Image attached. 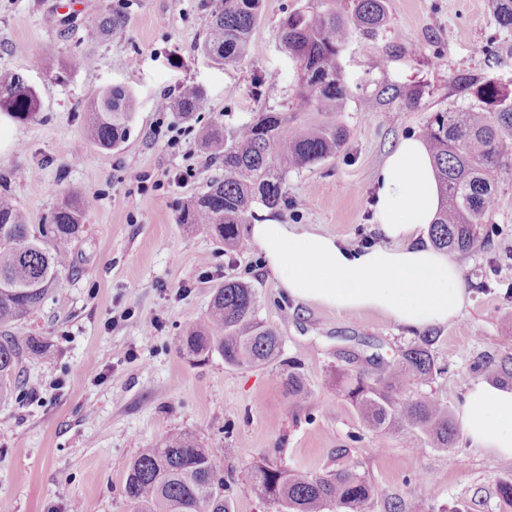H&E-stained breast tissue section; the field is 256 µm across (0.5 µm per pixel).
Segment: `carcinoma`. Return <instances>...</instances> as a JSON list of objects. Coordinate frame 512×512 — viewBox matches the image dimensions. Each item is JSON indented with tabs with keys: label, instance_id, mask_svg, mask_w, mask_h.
Returning a JSON list of instances; mask_svg holds the SVG:
<instances>
[{
	"label": "carcinoma",
	"instance_id": "cac0c4a2",
	"mask_svg": "<svg viewBox=\"0 0 512 512\" xmlns=\"http://www.w3.org/2000/svg\"><path fill=\"white\" fill-rule=\"evenodd\" d=\"M500 28L512 32V0H492ZM210 23L198 49L220 66L241 62L260 16L261 0H210ZM387 0H317L287 16L281 42L297 64L296 92L291 105L264 106L228 133L213 123L199 129L198 140L219 151L224 178L206 185L183 208L179 223L211 229L224 245L246 250L250 243L239 225L251 223L253 208L275 210L286 203L288 173L332 158L346 144L350 131L341 121L349 91L339 57L359 32L372 35L387 22ZM125 19L105 13L92 19L86 38L98 42L123 27ZM479 99L478 108L454 107L434 113L424 130L436 169L440 208L431 225L432 243L459 253L486 247L496 204L495 175L512 167V90L495 81L459 79ZM392 97L409 107L422 97L415 87L397 89ZM206 105L204 90L183 86L167 108L190 120ZM40 111L36 91L20 74L0 72V112L28 122ZM134 101L124 88L106 89L88 107L86 139L111 150L129 131ZM88 203L68 195L56 206L51 223L29 224L14 200L0 195V327L29 316L71 269L69 243L83 227ZM180 350L204 362L218 353L224 362L248 367L282 356L283 339L257 316V292L250 284L224 280L217 288L206 319L189 327ZM41 347L28 336L0 334V396L16 388L22 361L39 356ZM471 369L489 379L512 384V354L499 361L475 360ZM441 372L427 344L408 346L401 358L381 367L367 381L343 374L336 391L358 410L375 436L389 431L421 437L433 448L452 447L456 431L448 406L431 395L409 394L412 384L426 386ZM288 396L305 398L301 376L291 371ZM277 505V512H367L378 489L358 471L341 469L308 476L264 461L233 489L224 481L219 449L196 437L168 432L142 448L129 463L123 496L130 512H232L233 493Z\"/></svg>",
	"mask_w": 512,
	"mask_h": 512
}]
</instances>
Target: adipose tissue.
Masks as SVG:
<instances>
[{
    "mask_svg": "<svg viewBox=\"0 0 512 512\" xmlns=\"http://www.w3.org/2000/svg\"><path fill=\"white\" fill-rule=\"evenodd\" d=\"M439 209L435 169L425 141L400 139L381 165L372 222L382 243L352 248L335 236L297 230L258 213L247 238L285 296L339 313L375 311L412 332L459 319L468 301L461 265L422 244ZM472 447L512 459V388L471 381L458 411Z\"/></svg>",
    "mask_w": 512,
    "mask_h": 512,
    "instance_id": "ef3b65f1",
    "label": "adipose tissue"
}]
</instances>
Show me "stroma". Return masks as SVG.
<instances>
[{
  "mask_svg": "<svg viewBox=\"0 0 512 512\" xmlns=\"http://www.w3.org/2000/svg\"><path fill=\"white\" fill-rule=\"evenodd\" d=\"M312 0H262L244 60L219 67L197 52L209 12L203 0H0V70L23 76L41 110L0 134V193L32 224H46L63 196L89 200L72 242L75 268L65 300L47 296L12 327L42 355L23 365L22 395L0 399V512H127L129 462L179 429L223 451L234 483L268 460L311 475L353 467L379 490L367 512L421 501L426 512H512L498 491L512 460L457 437L429 447L403 434L369 432L336 393L340 370L376 372L417 337L370 311L339 313L281 295L262 252L226 249L205 228L180 223L184 206L222 176L195 139L213 122L234 128L261 106L293 97L296 65L281 44L284 18ZM376 35L354 34L340 64L350 90L342 121L350 131L335 157L286 178L285 224L337 236L354 247L378 239L372 222L375 178L403 137L422 134L431 115L477 100L461 77L512 88V32L498 27L490 0H388ZM123 15V28L99 42L87 21ZM77 55L81 66L63 71ZM186 84L201 86L204 111L179 121L156 103ZM418 86L416 106L387 100ZM113 86L134 99L130 135L105 150L85 141L89 103ZM495 230L476 254H457L469 282L461 317L427 330L442 374L425 386L457 411L475 380L474 357L512 354V171L496 184ZM232 278L252 285L258 316L284 339L280 361L252 368L221 356L196 363L180 352L188 323L203 318L216 288ZM486 289H475L478 280ZM161 327L151 342L143 330ZM305 379V400L289 398V362Z\"/></svg>",
  "mask_w": 512,
  "mask_h": 512,
  "instance_id": "obj_1",
  "label": "stroma"
}]
</instances>
